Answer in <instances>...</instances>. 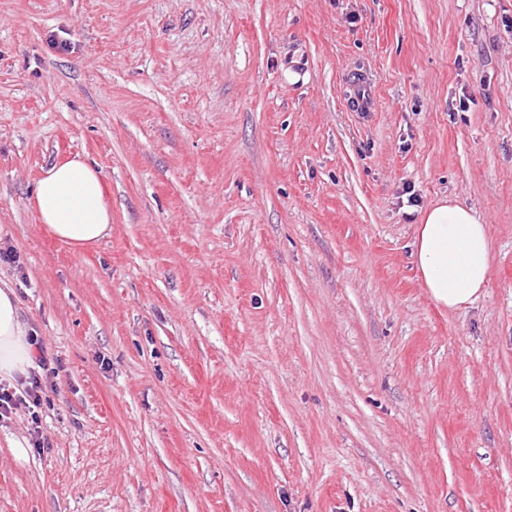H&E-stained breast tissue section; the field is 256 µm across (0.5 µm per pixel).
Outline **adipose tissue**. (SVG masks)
Wrapping results in <instances>:
<instances>
[{"mask_svg":"<svg viewBox=\"0 0 512 512\" xmlns=\"http://www.w3.org/2000/svg\"><path fill=\"white\" fill-rule=\"evenodd\" d=\"M31 205L40 223L76 250L98 245L112 231V210L100 175L78 154L43 172ZM492 251L489 228L473 209L441 200L424 212L412 257L430 297L453 311L486 287ZM35 357L15 292L0 286V380L27 374Z\"/></svg>","mask_w":512,"mask_h":512,"instance_id":"adipose-tissue-1","label":"adipose tissue"}]
</instances>
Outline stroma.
Instances as JSON below:
<instances>
[{
  "label": "stroma",
  "mask_w": 512,
  "mask_h": 512,
  "mask_svg": "<svg viewBox=\"0 0 512 512\" xmlns=\"http://www.w3.org/2000/svg\"><path fill=\"white\" fill-rule=\"evenodd\" d=\"M75 153L84 251L29 206ZM443 198L495 246L454 311L411 256ZM7 246L64 369L0 512H512V0H0ZM31 207L50 233L75 250L112 232V210L98 171L80 154L57 160L37 180Z\"/></svg>",
  "instance_id": "obj_1"
}]
</instances>
